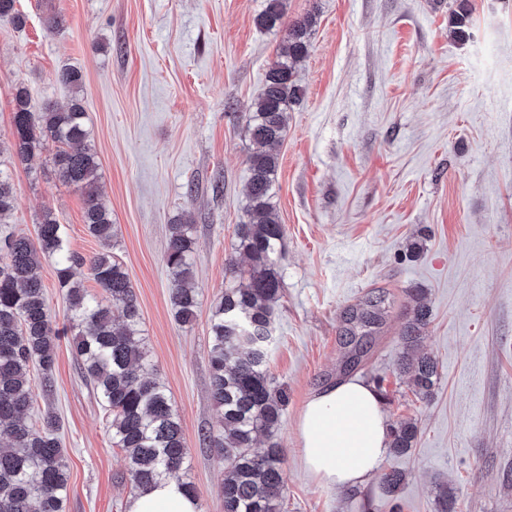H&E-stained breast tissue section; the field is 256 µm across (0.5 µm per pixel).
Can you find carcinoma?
I'll return each instance as SVG.
<instances>
[{
  "label": "carcinoma",
  "mask_w": 512,
  "mask_h": 512,
  "mask_svg": "<svg viewBox=\"0 0 512 512\" xmlns=\"http://www.w3.org/2000/svg\"><path fill=\"white\" fill-rule=\"evenodd\" d=\"M16 0H0V21L17 26L24 18ZM471 0H453L448 30L457 41L470 38ZM259 28L281 31L278 59L265 76L261 93L245 113V130L259 150L248 160L246 221L236 226L234 254L225 257L231 280L211 306L208 357L211 400L221 415L222 433L206 435L224 463V512H279L286 490L284 456L275 442L254 451L258 436L279 430L288 394L277 388L267 363L271 315L282 290L284 230L273 202L279 160L273 148L288 129V117L301 98L296 66L306 58L316 15L287 19L286 0H264L256 16ZM58 81L72 91L66 105L46 102L36 109L27 87L16 88L11 159L30 165L49 152L59 179L80 191L83 223L101 250L85 257L70 248L66 227L52 209L39 219L36 239L0 236V428L9 444L0 448V512H64L69 466L58 436L56 416L32 422L34 388L52 392L55 343L63 334L53 321L44 285L37 274L40 258L55 259L58 286L71 315L72 343L84 376L109 412L113 443L126 453L133 492L144 490L184 469L187 448L180 419L165 383L153 373L142 343L136 295L122 262L113 252L112 211L101 199L100 167L81 97L83 79L64 68ZM55 150H49V146ZM17 204L13 183L0 168V223ZM195 226L169 225L165 262L176 319L191 323L200 307L193 277ZM88 265L105 294L101 299L73 280L72 269ZM381 296L367 299L346 318L345 335L371 328L380 320ZM414 305L400 333L398 366L409 374L416 394L428 397L438 377L436 360L421 347L430 322L428 306ZM122 312L114 323L111 307ZM40 372L35 382L34 372ZM391 450L405 454L416 445L418 426L400 421L390 430Z\"/></svg>",
  "instance_id": "1"
}]
</instances>
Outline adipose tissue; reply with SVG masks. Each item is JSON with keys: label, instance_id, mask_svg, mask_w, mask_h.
Wrapping results in <instances>:
<instances>
[{"label": "adipose tissue", "instance_id": "adipose-tissue-1", "mask_svg": "<svg viewBox=\"0 0 512 512\" xmlns=\"http://www.w3.org/2000/svg\"><path fill=\"white\" fill-rule=\"evenodd\" d=\"M307 472L328 488L360 489L378 470L389 450L381 399L369 385L347 379L307 402L298 426ZM128 512H199L198 503L173 479L137 492Z\"/></svg>", "mask_w": 512, "mask_h": 512}]
</instances>
